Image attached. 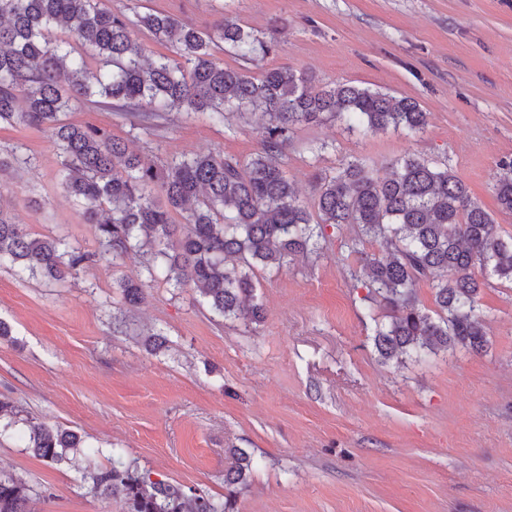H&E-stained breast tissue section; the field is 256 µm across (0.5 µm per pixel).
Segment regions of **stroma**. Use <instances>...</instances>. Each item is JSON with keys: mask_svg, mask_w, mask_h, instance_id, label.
<instances>
[{"mask_svg": "<svg viewBox=\"0 0 512 512\" xmlns=\"http://www.w3.org/2000/svg\"><path fill=\"white\" fill-rule=\"evenodd\" d=\"M112 12H163L211 30L233 17L274 50L259 61L218 46L215 61L260 75L280 66L416 99L423 132H349L333 121L295 127L283 159L306 206L313 180L359 160L388 175L414 155L448 168L512 235L493 186L512 158V0H103ZM67 122L93 125L130 151L163 162L221 152L248 161L262 120L136 116L86 107ZM324 152H317V145ZM31 164L0 180V202L35 237L99 249L94 225L60 190L54 139L0 125V153ZM351 224L326 231L320 255L258 271L266 318L216 317L193 288L156 282L139 305L118 280L145 278L144 258L102 259L64 286L0 266V397L25 416L76 431V465L34 457L18 431L0 435V470L41 496V512H126L91 492L89 471L120 451L153 479L214 499L226 493L232 449L251 456L234 512H512V284L489 277L479 295L487 352H442L382 363L372 337ZM167 346L147 350L149 334Z\"/></svg>", "mask_w": 512, "mask_h": 512, "instance_id": "1", "label": "stroma"}]
</instances>
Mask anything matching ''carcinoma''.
<instances>
[{
	"label": "carcinoma",
	"instance_id": "1",
	"mask_svg": "<svg viewBox=\"0 0 512 512\" xmlns=\"http://www.w3.org/2000/svg\"><path fill=\"white\" fill-rule=\"evenodd\" d=\"M145 31L171 54L146 56ZM250 60L270 45L229 19L214 31L157 12L130 19L101 0H0V124L51 133L62 157L63 192L83 208L100 251L86 253L60 237H32L0 204V264L31 277L64 281L105 256L117 264L129 252L149 255L148 280L121 278L129 305L161 277L174 288L194 285L210 310L246 326L264 319L255 301L257 269L320 249L328 226H356L350 252L361 255L368 299L385 310L374 347L384 362L403 364L460 346L480 353L488 340L479 295L485 277L512 283V235L475 201L450 169L408 155L381 177L358 161L314 184L316 211L300 200L282 158L293 129L332 118L348 131L419 133L428 113L409 97L344 83L283 66L256 78L211 60L217 42ZM83 47L98 68L87 66ZM87 104L134 105L149 119L161 112H207L223 122L232 111L260 113L261 148L247 162L221 153H191L154 161L92 126L65 121ZM31 164L12 150L0 155V179ZM494 185L501 211L512 214V159L500 163ZM380 242L368 254L365 243ZM427 282L435 309L419 307L415 289ZM25 447L50 464L74 460L76 433L25 420ZM228 486L243 484L250 456L234 450ZM97 495L122 496L127 512H229L190 488L156 481L116 452L89 473ZM30 487L0 472V512H37Z\"/></svg>",
	"mask_w": 512,
	"mask_h": 512
}]
</instances>
